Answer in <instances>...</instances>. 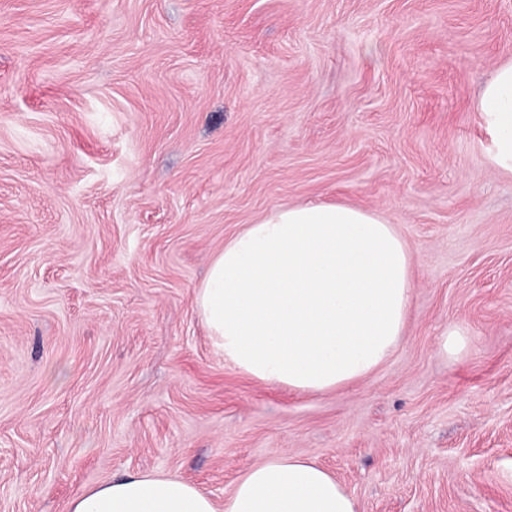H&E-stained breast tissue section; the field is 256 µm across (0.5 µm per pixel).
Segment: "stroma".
Listing matches in <instances>:
<instances>
[{
  "mask_svg": "<svg viewBox=\"0 0 512 512\" xmlns=\"http://www.w3.org/2000/svg\"><path fill=\"white\" fill-rule=\"evenodd\" d=\"M511 59L512 0H0V512L145 473L220 503L281 453L358 512H512V175L474 110ZM309 203L413 256L393 354L318 395L225 363L194 299Z\"/></svg>",
  "mask_w": 512,
  "mask_h": 512,
  "instance_id": "35a3bbf8",
  "label": "stroma"
}]
</instances>
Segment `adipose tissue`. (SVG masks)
I'll return each mask as SVG.
<instances>
[{"mask_svg":"<svg viewBox=\"0 0 512 512\" xmlns=\"http://www.w3.org/2000/svg\"><path fill=\"white\" fill-rule=\"evenodd\" d=\"M493 168L512 173V60L475 101ZM414 282L412 252L375 211L341 203L279 206L211 260L195 304L225 362L261 381L319 394L373 373L400 341ZM70 512H357L317 463L278 455L247 470L223 505L175 477L104 482Z\"/></svg>","mask_w":512,"mask_h":512,"instance_id":"ef3b65f1","label":"adipose tissue"}]
</instances>
